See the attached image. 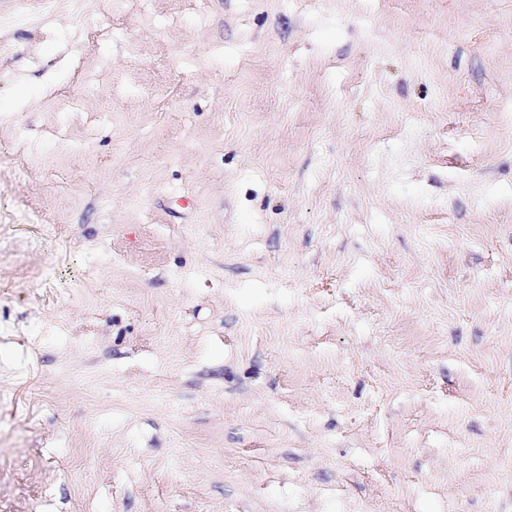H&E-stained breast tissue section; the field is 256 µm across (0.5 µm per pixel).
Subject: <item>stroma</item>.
<instances>
[{"label":"stroma","mask_w":512,"mask_h":512,"mask_svg":"<svg viewBox=\"0 0 512 512\" xmlns=\"http://www.w3.org/2000/svg\"><path fill=\"white\" fill-rule=\"evenodd\" d=\"M0 512H512V0L0 27Z\"/></svg>","instance_id":"1"}]
</instances>
